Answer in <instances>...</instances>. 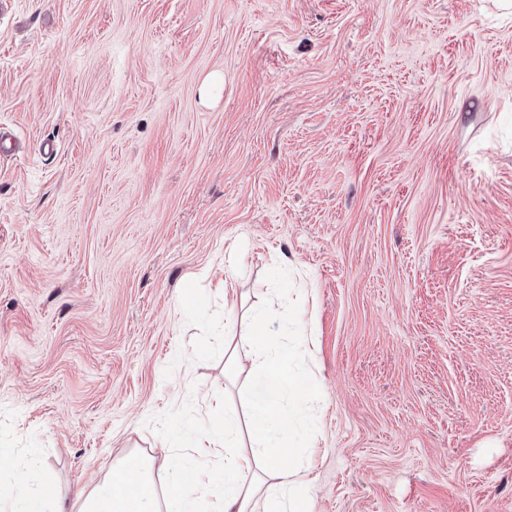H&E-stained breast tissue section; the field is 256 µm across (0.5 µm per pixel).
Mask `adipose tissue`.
Here are the masks:
<instances>
[{"instance_id": "ef3b65f1", "label": "adipose tissue", "mask_w": 512, "mask_h": 512, "mask_svg": "<svg viewBox=\"0 0 512 512\" xmlns=\"http://www.w3.org/2000/svg\"><path fill=\"white\" fill-rule=\"evenodd\" d=\"M270 314L254 316L236 342L224 344V368L241 366V349H250L252 368L264 380L247 421L225 413L221 424L199 434L198 453L217 444L231 448L224 464V480L214 486L196 464L180 461L169 472L166 493L157 496L152 480L153 462L138 456L114 464L107 476V491L79 494L72 503L53 497L48 480L31 483L29 469L12 462L11 451L0 448V465L12 472L0 483V505L6 512H311L297 491L310 486L307 468L291 464L288 432L301 419L299 401L307 393L304 377L289 362L295 349L307 343L304 327H297L290 342L277 338ZM253 438L250 452H238L241 429Z\"/></svg>"}]
</instances>
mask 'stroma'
Here are the masks:
<instances>
[{"label": "stroma", "instance_id": "obj_1", "mask_svg": "<svg viewBox=\"0 0 512 512\" xmlns=\"http://www.w3.org/2000/svg\"><path fill=\"white\" fill-rule=\"evenodd\" d=\"M1 128L0 447L62 497L246 415L224 339L272 288L312 333L315 512H512L491 0H0Z\"/></svg>", "mask_w": 512, "mask_h": 512}]
</instances>
